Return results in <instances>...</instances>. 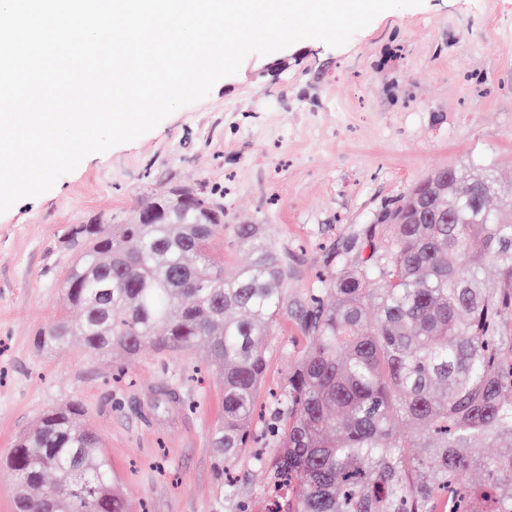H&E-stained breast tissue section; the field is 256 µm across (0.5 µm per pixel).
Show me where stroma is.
<instances>
[{"label":"stroma","mask_w":512,"mask_h":512,"mask_svg":"<svg viewBox=\"0 0 512 512\" xmlns=\"http://www.w3.org/2000/svg\"><path fill=\"white\" fill-rule=\"evenodd\" d=\"M472 163L495 168L497 192L512 196V0H425L381 13L341 47L307 39L249 55L204 99L87 156L0 214V458L43 412L76 402L133 512H262L266 478L249 455L235 465V495L217 479L210 434L224 379L203 350L130 360L35 347L63 308V230L129 217L174 188L211 193L224 205L214 256L245 263L232 227L264 225L288 258L293 303L331 258L365 261L381 216L415 184ZM304 343L295 316L281 317L266 389ZM168 384L172 399L156 407Z\"/></svg>","instance_id":"obj_1"}]
</instances>
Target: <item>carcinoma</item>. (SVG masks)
<instances>
[{
    "instance_id": "cac0c4a2",
    "label": "carcinoma",
    "mask_w": 512,
    "mask_h": 512,
    "mask_svg": "<svg viewBox=\"0 0 512 512\" xmlns=\"http://www.w3.org/2000/svg\"><path fill=\"white\" fill-rule=\"evenodd\" d=\"M446 224H417L413 206L436 176L383 216L381 244L361 265L318 277L296 316L307 344L276 397L253 465L278 489L264 512H512V211L493 174L454 168ZM138 218L69 227L64 306L81 311L37 332L40 350L78 342L92 357L119 349L206 348L224 370L212 430L219 473L248 447L277 318L288 314V262L260 224H238L247 264L216 265L224 208L183 188L151 197ZM498 276L485 278V266ZM506 448L484 456L476 448ZM6 465L15 512H128L112 463L71 404L20 435ZM476 468L483 482H460Z\"/></svg>"
}]
</instances>
